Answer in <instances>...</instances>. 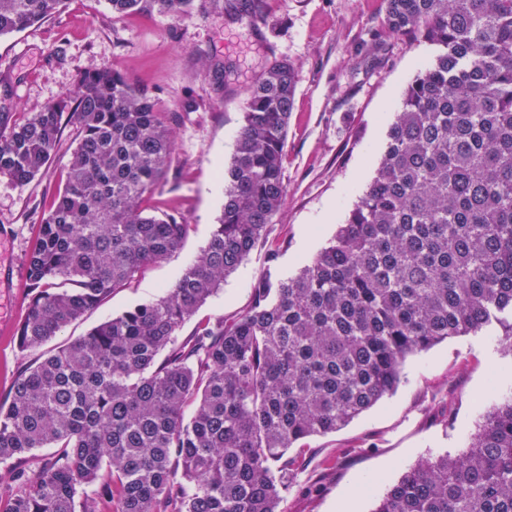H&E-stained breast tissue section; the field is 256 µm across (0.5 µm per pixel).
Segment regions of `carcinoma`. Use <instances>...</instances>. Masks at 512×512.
<instances>
[{
	"instance_id": "obj_1",
	"label": "carcinoma",
	"mask_w": 512,
	"mask_h": 512,
	"mask_svg": "<svg viewBox=\"0 0 512 512\" xmlns=\"http://www.w3.org/2000/svg\"><path fill=\"white\" fill-rule=\"evenodd\" d=\"M63 0H0V37ZM194 0H109L112 13L192 11ZM384 26L433 61L407 86L375 175L298 272L262 278L228 319L186 321L258 250L285 205L295 67L245 94L209 240L155 299L27 367L0 405V512H282L292 449L393 394L407 359L498 324L512 351V0H385ZM177 112L116 69H88L17 122L0 111V177L46 174L65 127L78 141L27 257L18 346L34 351L179 250L189 225L148 213ZM57 448L48 461L37 451ZM371 512H512V389L467 449L405 471Z\"/></svg>"
}]
</instances>
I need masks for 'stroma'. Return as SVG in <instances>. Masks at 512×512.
<instances>
[{
  "mask_svg": "<svg viewBox=\"0 0 512 512\" xmlns=\"http://www.w3.org/2000/svg\"><path fill=\"white\" fill-rule=\"evenodd\" d=\"M383 0H265L264 16L195 0L190 17L116 16L108 0H66L44 21L0 38V94L13 117L59 98L87 68H117L156 90L174 123L175 153L162 193L146 207L179 212L190 229L182 248L147 266L40 349L21 351L16 329L29 303L26 259L39 218L63 185L78 132L66 127L46 176L27 184L0 178V254L9 286L0 294V404L21 371L94 326L159 296L207 243L224 204L220 171L243 124L245 92L273 59L299 73L285 158L288 197L273 219L284 247L229 275L183 326L182 335L247 307L264 274L293 275L320 250L375 174L408 84L433 59L431 47L383 27ZM504 327L448 339L410 357L398 390L343 429L306 441L283 512H371L419 460L462 453L499 390L512 388Z\"/></svg>",
  "mask_w": 512,
  "mask_h": 512,
  "instance_id": "1",
  "label": "stroma"
}]
</instances>
